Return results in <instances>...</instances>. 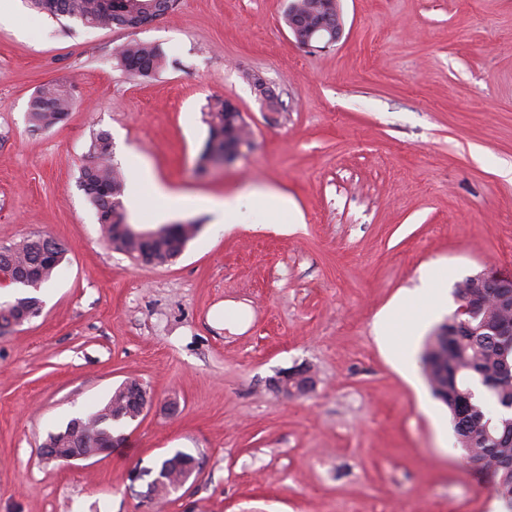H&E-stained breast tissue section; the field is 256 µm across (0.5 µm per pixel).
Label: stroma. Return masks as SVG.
I'll list each match as a JSON object with an SVG mask.
<instances>
[{"label": "stroma", "instance_id": "35a3bbf8", "mask_svg": "<svg viewBox=\"0 0 512 512\" xmlns=\"http://www.w3.org/2000/svg\"><path fill=\"white\" fill-rule=\"evenodd\" d=\"M286 0H177L136 30L87 28L23 6L0 24V246L47 234L67 252L39 316L0 329V512H507L469 465L421 364L443 323L415 292L427 268L458 282L512 275V0H340L342 39L299 44ZM161 47L152 79L116 50ZM282 101L269 121L246 77ZM74 88L67 118L31 131L42 84ZM233 101L252 151L200 173L209 98ZM107 132L132 222L193 221L169 264L112 248L80 186ZM160 185L164 196L153 194ZM287 198L265 223L252 192ZM234 198L240 227L200 209ZM417 316L382 348L378 317ZM315 390L282 396L280 372ZM151 404L112 449L41 458L48 433L129 380ZM176 412H169V403ZM201 471L157 507L134 472L176 452ZM315 384L314 377L304 368L284 371L272 382L273 388L285 396L308 394L315 388Z\"/></svg>", "mask_w": 512, "mask_h": 512}]
</instances>
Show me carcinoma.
<instances>
[{
	"label": "carcinoma",
	"mask_w": 512,
	"mask_h": 512,
	"mask_svg": "<svg viewBox=\"0 0 512 512\" xmlns=\"http://www.w3.org/2000/svg\"><path fill=\"white\" fill-rule=\"evenodd\" d=\"M35 9L57 19L69 18L88 27H119L134 30L150 23L153 9L170 10L174 0H31ZM308 16L336 15L333 0H296ZM118 64L128 74L148 79L167 63L163 52L153 46L131 42L116 53ZM69 90L59 84L40 87L32 97L28 123L32 130H45L62 122L73 109ZM233 111L228 101L215 97L208 101L204 121L208 134L199 155V171L224 160L225 149L248 141L249 132L226 120ZM93 167L81 171V185L97 210L99 224L108 242L134 259L165 265L182 254L187 243L199 231L191 224H164L154 228L155 238L143 240L129 231L132 223L121 196L125 189L122 170L111 164L112 141L105 132L92 142ZM65 249L47 234H33L7 246L0 254V266L12 269V283L36 290L52 279L64 260ZM42 301L26 296L0 303V321L21 324L39 314ZM509 315V307L496 297L483 299L481 317L489 330L465 332L451 318L437 327L422 354L424 372L433 395L448 409L458 408L463 399L471 398L470 409L457 422L454 432L465 458L492 483L495 494L512 495V347L492 335L491 330ZM493 381L492 392L481 393V386ZM139 386L131 380L115 389L107 402L84 417L71 419L65 428L47 435L44 448H83L89 452L112 447L113 423L136 417L130 392ZM496 401L502 408L495 417L486 415L481 396ZM194 457L177 452L160 462L157 472L162 481L154 495L164 497L174 491Z\"/></svg>",
	"instance_id": "cac0c4a2"
}]
</instances>
